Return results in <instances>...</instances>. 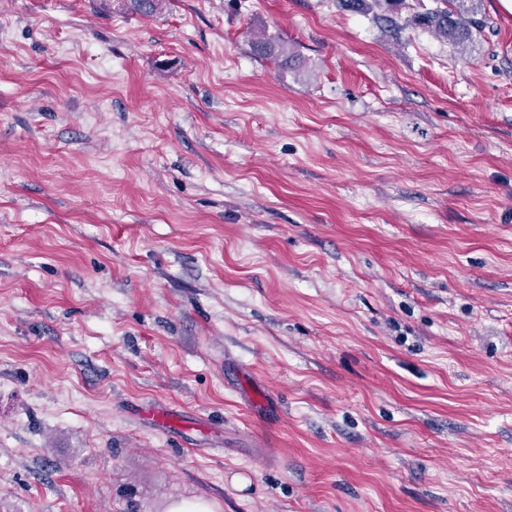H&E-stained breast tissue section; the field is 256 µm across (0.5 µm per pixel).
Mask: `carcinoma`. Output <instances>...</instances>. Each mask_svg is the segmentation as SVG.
I'll use <instances>...</instances> for the list:
<instances>
[{
  "label": "carcinoma",
  "mask_w": 512,
  "mask_h": 512,
  "mask_svg": "<svg viewBox=\"0 0 512 512\" xmlns=\"http://www.w3.org/2000/svg\"><path fill=\"white\" fill-rule=\"evenodd\" d=\"M401 0H374V5L383 9L379 17L388 28L398 32L403 25L392 15L393 6ZM440 6L413 19V23L427 26L448 41L463 45L472 39L473 33L486 26L479 13V0H438ZM254 54L262 58H272L288 63V48L283 41L274 38H261L253 42Z\"/></svg>",
  "instance_id": "1"
}]
</instances>
